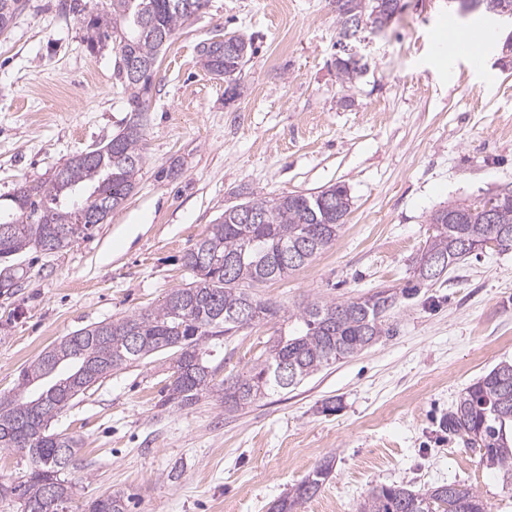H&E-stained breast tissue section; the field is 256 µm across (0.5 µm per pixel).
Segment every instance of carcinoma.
I'll use <instances>...</instances> for the list:
<instances>
[{
	"instance_id": "obj_1",
	"label": "carcinoma",
	"mask_w": 512,
	"mask_h": 512,
	"mask_svg": "<svg viewBox=\"0 0 512 512\" xmlns=\"http://www.w3.org/2000/svg\"><path fill=\"white\" fill-rule=\"evenodd\" d=\"M399 0H336L340 33L359 22L381 31L398 11ZM459 10L470 11L493 3L512 14V0H456ZM207 0H102L88 25L99 36L112 37L113 77L124 95L129 118L106 144L70 158L45 179L24 180L12 195L0 226V288H15L24 278L9 264L30 249L48 251L68 247L61 234L83 225L86 237L104 224L134 191L144 162L141 118L153 88L160 52L178 31L206 6ZM24 0H0V33H4ZM208 72L224 77L232 90L253 54V42L222 33L198 50ZM366 63L344 54L336 57L342 83L353 82ZM494 223L484 217L486 203H455L430 215L432 235L416 260L414 276L426 285L435 258L454 268L483 245L497 242V250H512V189L493 197ZM351 195L340 183L309 193L276 198H248L242 202L256 218L245 224L235 207L183 255L190 282L168 292L165 302L150 312L112 322L88 325L45 350L21 371V392L0 396V447L27 452L31 468L26 479L0 484V495L19 500L22 512H66L81 441L50 431L55 417L71 401L91 390L114 370L151 356L173 352L171 380L164 403L195 405L215 387L221 364L216 353L245 326L242 311L252 321L282 318L288 335L274 338L247 374L224 378V411L237 412L263 398L299 384L323 368L348 358L394 331L391 314L401 300L392 288L346 301L313 298L293 310L266 301L254 289L283 280L308 265L336 240L351 210ZM448 435L479 448L482 464L496 472L502 487L512 491V361H502L476 378L460 394L442 421ZM332 460L318 465L300 483L277 500L279 512H296L315 497L329 480ZM441 500L444 512H488L482 497L455 482L411 491L399 485L368 492L359 512H429ZM127 499L108 494L88 504V512H126Z\"/></svg>"
}]
</instances>
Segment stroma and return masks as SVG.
<instances>
[{
    "label": "stroma",
    "mask_w": 512,
    "mask_h": 512,
    "mask_svg": "<svg viewBox=\"0 0 512 512\" xmlns=\"http://www.w3.org/2000/svg\"><path fill=\"white\" fill-rule=\"evenodd\" d=\"M97 2L26 0L0 34V202L123 127L112 47H87ZM401 3L384 32H366L367 68L345 86L335 0H208L158 58L135 191L90 236L15 257L25 278L0 292V395L62 337L160 307L190 279L186 250L245 196L351 193L335 243L258 288L291 309L404 288L433 210L512 188V21L459 15L455 0ZM450 22L490 24L482 69L437 50ZM218 31L256 47L232 99L198 56ZM392 322V335L237 413L210 395L163 404L168 353L112 372L51 425L82 441L69 512L117 491L128 512H269L328 456L331 479L297 512H358L372 487L446 482L512 512V493L440 427L464 387L512 359V250L468 258ZM278 328L241 329L220 377L250 368Z\"/></svg>",
    "instance_id": "stroma-1"
}]
</instances>
